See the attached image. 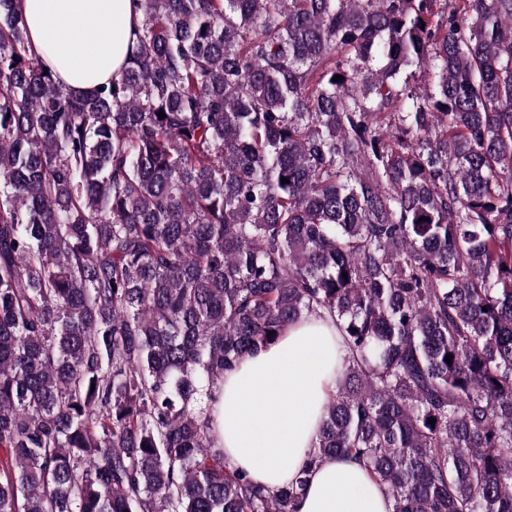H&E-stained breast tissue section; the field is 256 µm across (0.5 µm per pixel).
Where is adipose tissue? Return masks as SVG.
I'll list each match as a JSON object with an SVG mask.
<instances>
[{"label":"adipose tissue","instance_id":"ef3b65f1","mask_svg":"<svg viewBox=\"0 0 512 512\" xmlns=\"http://www.w3.org/2000/svg\"><path fill=\"white\" fill-rule=\"evenodd\" d=\"M31 43L65 89L81 94L119 78L140 15L133 0H20ZM87 34L81 48L72 38ZM341 334L329 315L288 325L278 342L246 357L215 390L216 438L227 462L268 489L298 475V512H392V501L349 457L301 467L316 442L341 370Z\"/></svg>","mask_w":512,"mask_h":512}]
</instances>
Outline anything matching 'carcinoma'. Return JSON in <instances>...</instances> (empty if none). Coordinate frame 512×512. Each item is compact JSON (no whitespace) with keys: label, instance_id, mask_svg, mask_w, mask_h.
<instances>
[{"label":"carcinoma","instance_id":"cac0c4a2","mask_svg":"<svg viewBox=\"0 0 512 512\" xmlns=\"http://www.w3.org/2000/svg\"><path fill=\"white\" fill-rule=\"evenodd\" d=\"M18 2L0 512H295L306 479L226 462L212 392L320 310L343 370L301 474L351 455L393 512H512V0H137L90 95Z\"/></svg>","mask_w":512,"mask_h":512}]
</instances>
